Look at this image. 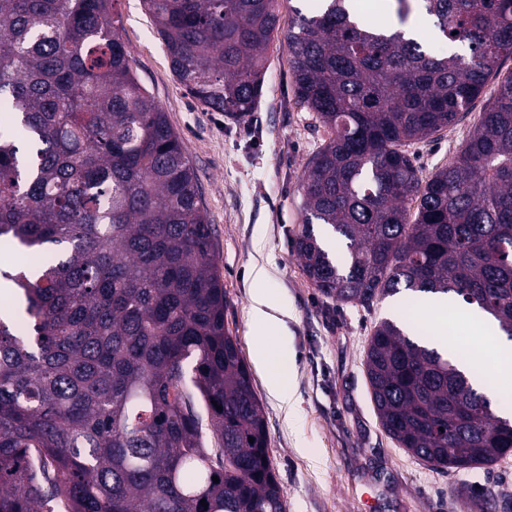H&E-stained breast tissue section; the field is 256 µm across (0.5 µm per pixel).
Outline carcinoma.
I'll use <instances>...</instances> for the list:
<instances>
[{"label":"carcinoma","instance_id":"obj_1","mask_svg":"<svg viewBox=\"0 0 512 512\" xmlns=\"http://www.w3.org/2000/svg\"><path fill=\"white\" fill-rule=\"evenodd\" d=\"M353 2L294 9L286 36L297 104L326 134L297 257L336 303L451 293L512 340V76L426 182L406 150L469 112L512 57V0H391L402 24L414 8L431 19L430 42L362 22ZM113 3L0 0V247H51L37 268L0 270L26 324L0 318V512H285L195 170ZM143 3L192 98L250 116L278 0ZM316 224L347 241L346 265ZM464 358L387 320L366 351L385 431L448 470L512 451V421Z\"/></svg>","mask_w":512,"mask_h":512}]
</instances>
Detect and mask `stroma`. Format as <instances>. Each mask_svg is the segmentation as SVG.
<instances>
[{"instance_id":"stroma-1","label":"stroma","mask_w":512,"mask_h":512,"mask_svg":"<svg viewBox=\"0 0 512 512\" xmlns=\"http://www.w3.org/2000/svg\"><path fill=\"white\" fill-rule=\"evenodd\" d=\"M277 37L268 52L256 112L238 121L203 110L170 68L165 47L142 0H116L112 17L140 83L165 110L197 174L200 203L212 229L215 263L224 285V324L250 367L268 432V453L283 488L286 512H471L493 488L510 496L512 453L490 468L445 470L400 448L382 429L365 378L368 340L381 320L405 324L417 293L371 307L326 299L307 277L293 241L302 228L301 184L322 143L312 113L296 103L286 34L301 0H279ZM504 59L470 112L433 141L410 146L420 178L462 148L501 77ZM269 272L267 286L291 315L285 340L294 355L298 404L293 416L267 394L265 374L253 364L256 334L248 319L253 265Z\"/></svg>"}]
</instances>
